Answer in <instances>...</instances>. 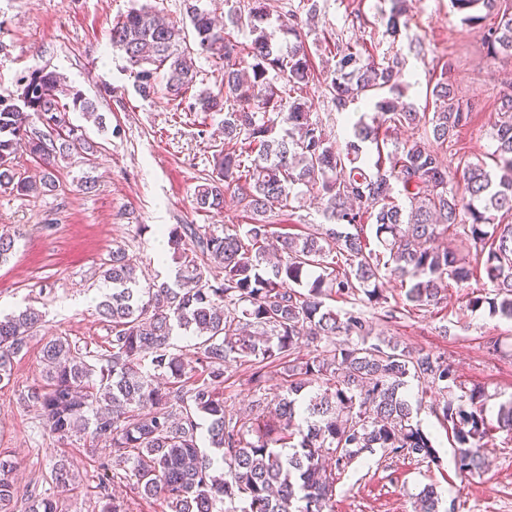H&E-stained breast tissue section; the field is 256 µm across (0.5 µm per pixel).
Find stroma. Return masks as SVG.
I'll use <instances>...</instances> for the list:
<instances>
[{
	"label": "stroma",
	"instance_id": "1",
	"mask_svg": "<svg viewBox=\"0 0 512 512\" xmlns=\"http://www.w3.org/2000/svg\"><path fill=\"white\" fill-rule=\"evenodd\" d=\"M143 1L171 21L186 17L184 0H0V96H16L20 75L41 67L94 100L107 125L99 130L82 112H69L70 122L95 143L94 162L79 155L59 161L54 188L37 196L0 190V233L26 232L0 266V310L31 304L46 314L38 335L15 359L10 381L0 383V451H8L17 466L15 512H26L29 496L48 489L50 468L58 460L76 475L74 484L55 492L60 512H98L94 488L111 461V449L77 437L56 441L21 397L41 379L43 339L66 336L81 348L104 352L111 329L95 307L107 290L101 265L113 249L136 258L146 278H165L174 263L156 253L158 225L192 224L210 231L250 221L234 188L226 192L222 212H200L192 204L196 185L212 172L214 156L224 147L223 113L202 121L177 110L167 97L141 98L122 53L112 47L113 21ZM318 4V15L304 28L315 71L329 68L327 49L339 40L378 61L398 57L406 101L429 113L427 84L450 68L460 97L472 108L461 134L469 158L493 151L495 101L503 81L512 80V58L488 56L481 28L462 25L450 0H409L407 27L396 38L385 26L392 0ZM306 98L313 118L345 141V112L337 111L324 86L311 82ZM84 176L95 179L94 192L80 190ZM320 210V199L306 192L268 221L275 233H297L302 225L319 223ZM491 291L486 278H476L449 288L447 300L414 317L388 323L378 309L372 316L380 336L444 356L458 386L484 388L492 418L500 403L512 398V321L467 306L468 294ZM491 338L498 348L488 347ZM407 393L423 398L418 419L437 451L436 461L400 458L387 467L379 454H362L336 485L335 512H416L417 495L429 484L443 501L454 502L456 512H512V440L496 434L484 448V472L461 479L451 436L429 409L434 392L420 394L412 383Z\"/></svg>",
	"mask_w": 512,
	"mask_h": 512
}]
</instances>
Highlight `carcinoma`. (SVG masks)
<instances>
[{
  "instance_id": "carcinoma-1",
  "label": "carcinoma",
  "mask_w": 512,
  "mask_h": 512,
  "mask_svg": "<svg viewBox=\"0 0 512 512\" xmlns=\"http://www.w3.org/2000/svg\"><path fill=\"white\" fill-rule=\"evenodd\" d=\"M451 5L469 27L495 16L483 46L493 58L512 56V0ZM406 12L407 0H394L390 36L399 35ZM187 16L191 47L184 45V28L147 6L112 24V46L124 54L142 97L186 101L188 111L206 117L224 113L227 148L215 155L193 202L198 210L220 212L226 190L242 182L240 203L251 223L203 235L190 224L169 229L177 264L170 283H142L137 261L112 251L102 269L112 292L96 304L112 328L108 348L94 355L66 336L46 340L45 384L29 389L24 402L38 408L58 439L86 435L112 449V478L159 502L162 512H216L219 503L224 512H333L340 476L366 452L382 450L385 462L436 461L430 438L413 422L405 394L411 379L438 393L432 413L450 430L457 472H480L485 441L500 432L512 437V398L488 418L483 389L454 393L448 359L394 344L356 306L336 310L325 298L362 294L395 322L439 304L450 283L461 287L482 274L494 297L473 294L467 307L476 311L486 303L512 320V84L497 99L492 164L465 159L456 166L457 179L443 155L449 143L460 142L471 112L456 94L451 70L434 84L439 106L423 122L402 101L398 58L378 63L349 43L333 45L335 64L322 82L336 109L363 97L377 112L370 124L350 121V138L341 146L311 118L304 92L315 75L297 18L280 22L292 38L285 53L269 32L266 0H251L247 17L229 13L222 25L195 4H188ZM242 23L251 36L245 57L229 32ZM196 54L219 66L218 92H192ZM272 71L284 84L276 85ZM20 85L18 97H0V188L28 196L53 187L58 161L95 152L66 125L68 112L89 114L101 128L105 121L78 90L62 101L54 71L35 67ZM386 124L418 135L390 150L379 133ZM20 147L44 168L40 179L17 172ZM300 185L320 196L324 222L306 225L301 235L280 234L272 261L266 215L288 206ZM22 236L20 230L0 235V264ZM187 236L198 250L187 247ZM387 279L400 281L396 306L383 294ZM42 322L31 306L0 315V382L10 379L14 358ZM178 330L200 339L193 355L171 350ZM302 342L313 346V355H296ZM234 365L248 369L255 387L247 417L227 409L220 394ZM272 368L282 370L284 393L271 398L262 383ZM313 382L318 390L304 393ZM199 418L207 421L204 434ZM71 479L66 464L51 469L54 487ZM109 487L99 485L101 512H129L128 501ZM17 494L15 463L0 454V512H14ZM418 499L421 512H455L453 503L442 507L432 486ZM27 512H59L58 500L50 492L36 495Z\"/></svg>"
}]
</instances>
